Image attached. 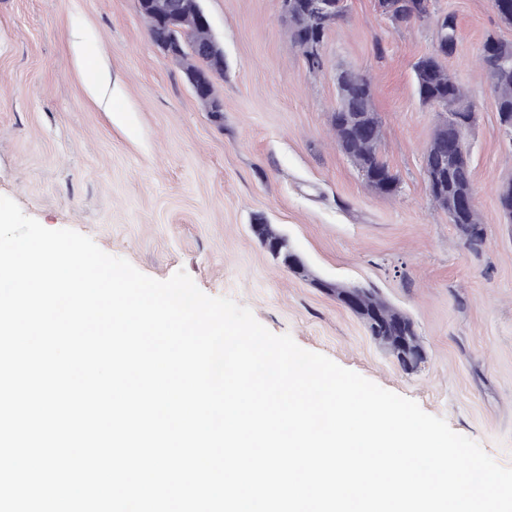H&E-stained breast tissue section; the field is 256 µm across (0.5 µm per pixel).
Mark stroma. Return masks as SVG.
Returning a JSON list of instances; mask_svg holds the SVG:
<instances>
[{"label": "stroma", "instance_id": "obj_1", "mask_svg": "<svg viewBox=\"0 0 512 512\" xmlns=\"http://www.w3.org/2000/svg\"><path fill=\"white\" fill-rule=\"evenodd\" d=\"M203 7L224 48L218 119L152 43L136 0H0V195L149 277L185 270L205 294L249 307L271 332L416 401L512 466V224L497 194L512 181V139L478 62L486 37L512 42V26L491 0H431L434 17H456L445 64L473 105L487 241L472 253L423 172L437 116L418 98L413 65L435 50L433 24L347 0L312 74L280 0ZM341 70L373 85L397 195L369 191L336 145ZM257 223L286 235L317 277L373 289L407 314L421 367L404 371L335 296L275 260Z\"/></svg>", "mask_w": 512, "mask_h": 512}]
</instances>
